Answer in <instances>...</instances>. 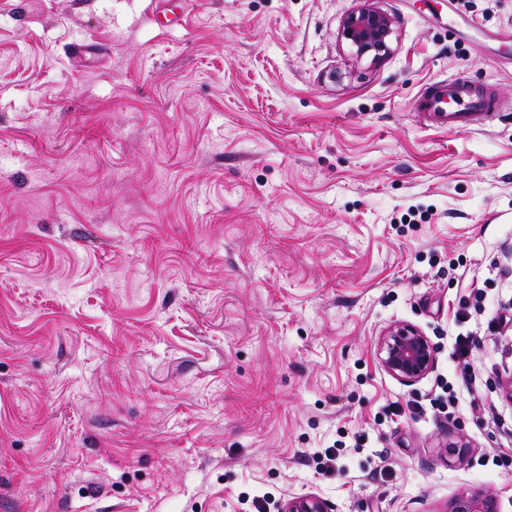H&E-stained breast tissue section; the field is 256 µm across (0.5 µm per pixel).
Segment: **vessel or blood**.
Listing matches in <instances>:
<instances>
[{"mask_svg":"<svg viewBox=\"0 0 512 512\" xmlns=\"http://www.w3.org/2000/svg\"><path fill=\"white\" fill-rule=\"evenodd\" d=\"M418 109L454 131L492 122L502 107L472 88L464 76L456 75L426 88L419 96Z\"/></svg>","mask_w":512,"mask_h":512,"instance_id":"1","label":"vessel or blood"}]
</instances>
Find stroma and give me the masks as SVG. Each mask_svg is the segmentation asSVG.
Masks as SVG:
<instances>
[{"label":"stroma","mask_w":512,"mask_h":512,"mask_svg":"<svg viewBox=\"0 0 512 512\" xmlns=\"http://www.w3.org/2000/svg\"><path fill=\"white\" fill-rule=\"evenodd\" d=\"M356 5L0 0V512H512V0H382L375 66ZM455 73L498 120L416 110ZM358 2L342 19L337 37L356 59L370 57L372 62H380L392 52L394 19L377 5V0ZM377 358L384 371L407 384L426 377L436 362L429 337L405 323H394L379 336ZM498 498L493 491L461 495L456 498L450 512H499ZM281 512H329L326 504L315 496H301L289 499Z\"/></svg>","instance_id":"stroma-1"}]
</instances>
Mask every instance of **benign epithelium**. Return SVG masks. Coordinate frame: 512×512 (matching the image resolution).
Masks as SVG:
<instances>
[{"label": "benign epithelium", "mask_w": 512, "mask_h": 512, "mask_svg": "<svg viewBox=\"0 0 512 512\" xmlns=\"http://www.w3.org/2000/svg\"><path fill=\"white\" fill-rule=\"evenodd\" d=\"M394 19L377 5V0H358V6L341 21L337 37L357 59L380 62L392 52ZM377 358L384 371L407 384L426 377L435 366V349L420 329L405 323L387 327L378 339ZM282 512H329L315 496L289 499ZM450 512H499L498 498L492 491L461 495Z\"/></svg>", "instance_id": "benign-epithelium-1"}]
</instances>
